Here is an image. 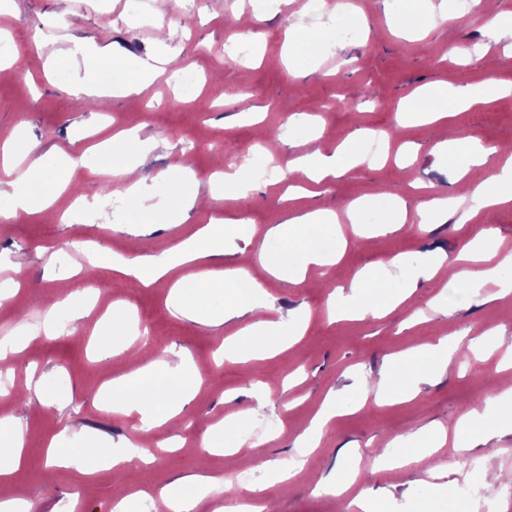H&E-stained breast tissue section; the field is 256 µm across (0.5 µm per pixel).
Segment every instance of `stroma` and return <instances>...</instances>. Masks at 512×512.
<instances>
[{
    "label": "stroma",
    "instance_id": "stroma-1",
    "mask_svg": "<svg viewBox=\"0 0 512 512\" xmlns=\"http://www.w3.org/2000/svg\"><path fill=\"white\" fill-rule=\"evenodd\" d=\"M252 2L182 0L177 6L173 0H145L139 15L130 11L128 0H68L63 28L48 25L59 9L57 0H12L0 12V37L13 41L18 55L14 67L0 71V140L19 133L38 142L43 164L51 170L60 155L93 156L114 134L135 127L141 139L155 144L143 160L144 170L157 176L169 174L178 163L190 166L192 187L201 201L184 218L175 205H167L165 221L150 224L137 202L122 194L105 195L102 178L88 171L69 181L52 207L0 222V258L23 275L18 293L0 300V342L41 323L72 291L75 279L66 264L72 244L92 242L125 255L133 243L132 230L140 228L153 251L160 252L220 217L228 220V232H252L246 252L254 257L250 273L260 277L278 315L310 312L305 336L278 356L249 367L269 395L265 416L250 425L252 438L267 439L268 457L307 460L297 480H267L270 512H343L345 498L319 493L316 485L348 455L356 461L357 474L345 497L373 486L383 496L386 512H422L433 489L421 475L432 463L480 459L483 468L469 476L475 484H487L489 474L499 471L512 477V461L498 455L499 449L512 446V433L462 453L449 436L430 462L370 470L388 443L439 427L450 433L481 404L490 383L499 379L498 358L488 351L470 353L469 348L482 335L512 344V295L486 304L467 301L450 314L442 279L413 281L405 275L397 284L412 289L413 295L391 311L335 322L327 315L336 287H348L359 270L394 255H403L413 267L440 254L455 256L464 241L486 229L499 240H512V206L483 210L466 223L450 221L425 233L405 228L382 236L365 230L349 236L339 262L325 274L307 275L296 285L271 275L256 258L259 249L273 254L280 248L278 240L266 235L270 227L309 211L332 210L342 218L353 201L383 190L411 211L431 193L454 194V175L436 151L440 143L466 136L489 145L512 142V96L434 122H404L399 116L415 90L450 78L481 93L492 77L512 84V58L482 49V19L489 14L485 0H470L463 23L412 37L393 22L400 10L397 0H370L364 21L349 24L354 38L336 40L328 62L302 76L289 64L288 33L305 19V12H288L285 0H272L262 22L245 34L232 17H252ZM147 14L169 27L167 45L178 60L175 69L139 92L77 99L67 91L71 71L46 75L44 60L33 47L35 33L42 31L56 36L62 48L75 42L113 44L140 56L153 48L156 35L155 29L143 27ZM179 70L196 71L197 87L180 88L174 81ZM294 113L317 117L320 142L328 150H336L355 130L383 131L391 150L410 149L411 164L405 168L392 158L366 163L289 198V185L300 182L292 163L308 150L305 134L288 125ZM267 146L274 150L270 178L252 179L244 198L215 197L212 170ZM72 194L98 202L88 220H63ZM89 279L97 301L78 320L60 317V333L30 343L5 382L7 397H0V419L16 416L26 432L24 466L0 479V499L25 500L31 512H58L68 499L74 500L75 512H112L117 499L142 486L159 489L195 474L225 473L226 458L208 453L203 435L250 401V382L242 380L241 365L219 360L225 338L235 335L243 320L225 319L218 305L202 318L178 312L169 281L144 285L97 270ZM119 300L127 301L148 327L152 347L187 353L202 383L179 417L139 436L140 444L156 450L148 465H127L119 476L109 470L85 475L52 464L47 448L54 441L66 448L77 441L87 447L94 433L117 442L130 431L131 419L99 399L100 390L114 378L137 368L127 360L99 358ZM451 329L458 332L457 346L465 359L421 382L412 400L379 403L371 397L364 408H351L348 387L358 373L379 380L392 357L437 342ZM330 393L345 410L329 423L317 451L304 455L296 439ZM57 396L60 405L44 406V399Z\"/></svg>",
    "mask_w": 512,
    "mask_h": 512
}]
</instances>
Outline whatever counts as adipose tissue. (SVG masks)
Returning <instances> with one entry per match:
<instances>
[{
	"label": "adipose tissue",
	"mask_w": 512,
	"mask_h": 512,
	"mask_svg": "<svg viewBox=\"0 0 512 512\" xmlns=\"http://www.w3.org/2000/svg\"><path fill=\"white\" fill-rule=\"evenodd\" d=\"M461 14L452 7L434 10L428 0H403L399 20L403 25H423L436 28L456 24ZM325 28L321 25L299 24L289 36V47L294 57L296 71L307 70L310 61L326 55ZM176 60L169 53L165 36H158L154 52L133 61H121L120 66L130 76L129 86H101L91 67L75 73L69 91L79 98H99L112 93L121 94L125 89H141L166 72ZM481 93L442 82L426 88L404 108L406 117L425 120L450 112H462L482 103ZM372 134L365 129L357 130L341 149L333 154L324 153L314 146L294 164V168L308 182L321 184L339 177L366 157L362 146L371 140ZM34 142L22 137L0 145V170L10 177L0 184V215L13 219L51 206L64 189V183L55 173L44 172L32 155ZM147 145L136 131L125 132L121 144L113 145L114 160L108 163L110 174L123 178L128 197L143 205L148 217H155L151 206L152 185L138 174L137 157L146 153ZM439 154L447 158L458 176L464 177V195L472 202L470 210L458 212L453 201L441 195L425 200L417 209L420 226H427L433 219L457 217L459 222L469 221L473 214L485 209L512 204V156L497 167L488 177L473 180L469 174L473 168L489 163L499 154V147H486L470 138H460L440 145ZM336 212L317 210L297 217L293 222L279 224L269 229V236L283 244L280 253L264 256L265 267L274 276L297 284L307 273L316 272L336 264L338 256L312 244L307 231L312 227L330 228L338 224ZM233 236L226 233L222 219H212L206 227L176 246L157 254L117 255L104 247L91 248L75 245L68 256L73 271H81L83 264L108 269L118 276L132 278L142 284H151L172 270L188 262H205L232 246ZM404 266L401 257L390 258L380 266L358 272L349 294H337L331 305L338 315L364 317L387 306L407 300L408 294L393 288L396 274ZM452 270L448 288L455 294L471 299L484 296L495 299L497 294L512 291V252L501 251L494 236L484 233L464 244L450 261ZM172 301L179 311L200 314L215 298L223 299L225 311L231 315H252V322L243 326L236 338L224 343L225 357L246 364L268 357L288 348L304 334L307 313H299L280 321L277 327H269L263 319L264 311L271 305L266 300L262 285L252 280L242 266L224 269L209 268L189 278L179 279L171 291ZM457 356L456 348L447 338L426 344L406 353L403 360L391 364L379 382H372L366 375H358L352 385L359 401L375 396L384 402L396 397L412 399L415 383L443 372ZM201 380L193 362L182 351L170 348L164 354L148 357L133 374L113 380L112 409L132 418L131 436L125 437L126 447H135L137 432L160 426L178 415L191 401ZM252 402L237 411L224 424L212 428L203 438L208 451L230 458L241 447L237 436L247 422L262 417L268 407L269 397L261 384H254ZM512 433V389L488 393L481 411L474 413L464 424L458 425L456 439L461 448H474L490 439ZM24 432L19 419L0 422V476L16 472L23 463ZM217 477L198 474L177 484L161 488L158 495L139 492L117 502L114 512H156L165 507L166 512H194L202 491L216 485Z\"/></svg>",
	"instance_id": "1"
}]
</instances>
